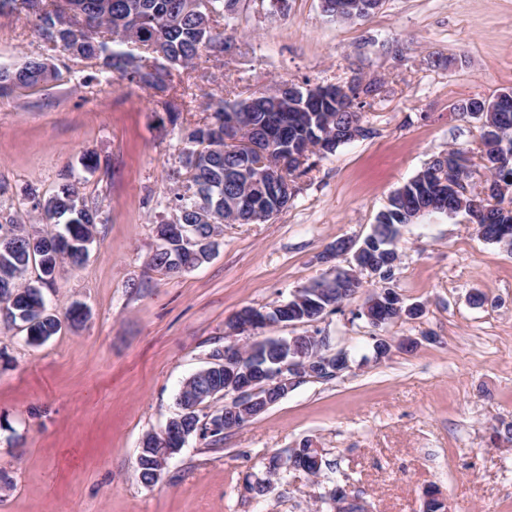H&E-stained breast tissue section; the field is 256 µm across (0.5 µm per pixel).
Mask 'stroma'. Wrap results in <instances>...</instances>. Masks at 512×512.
<instances>
[{"label":"stroma","instance_id":"1","mask_svg":"<svg viewBox=\"0 0 512 512\" xmlns=\"http://www.w3.org/2000/svg\"><path fill=\"white\" fill-rule=\"evenodd\" d=\"M229 53L181 70L171 91L117 79L93 62L53 53L57 80L0 96V216L25 214L65 174L101 210L83 266L61 265L43 294L61 327L39 346L21 324L0 322V512H314L340 486L366 512H425L438 490L446 512H512V250L477 236L470 218L426 214L402 225L388 280L363 275L353 299L318 320L250 333L320 330L351 367L305 378L221 450L190 438L160 480L136 472L143 437L177 413L184 381L225 343L243 307L269 309L334 268L340 239L363 241L391 193L433 156L470 151V184L485 175L480 129L455 103L512 87V0H383L369 18L333 20L320 0H239ZM44 47L31 16H0V66L20 67ZM378 77L362 110L364 136L314 161L287 209L262 224H227L213 255L169 274L150 258L155 226L185 170L184 133L205 103L273 84H347ZM195 93L170 124L174 91ZM95 153L100 168L83 166ZM419 307L375 327L357 315L381 285ZM482 293L473 306L470 297ZM83 324H72L71 307ZM391 346L375 359L376 339ZM311 442L330 467L320 481L289 471L265 496L272 456Z\"/></svg>","mask_w":512,"mask_h":512}]
</instances>
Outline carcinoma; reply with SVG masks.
Listing matches in <instances>:
<instances>
[{"label": "carcinoma", "instance_id": "cac0c4a2", "mask_svg": "<svg viewBox=\"0 0 512 512\" xmlns=\"http://www.w3.org/2000/svg\"><path fill=\"white\" fill-rule=\"evenodd\" d=\"M228 0H0V14L25 12L34 15L38 32L46 49L63 51L74 59L94 60L101 70L121 79L135 82L148 89L165 90L173 87V71L186 67L202 56H219L224 53V32L216 29L219 21L230 18ZM74 13V27L57 26L58 14ZM142 46L143 53L136 54L133 47ZM56 78L49 71V64L42 56L28 58L17 69H0V94L18 87L35 86ZM291 91L289 111L300 119L286 126H274L267 118L268 112L249 111L247 100L229 102L222 98L208 103L210 120L192 130L187 137L190 147L184 149L187 166L185 182L188 189L175 197V220L156 225L161 245L151 258V265L166 273L180 267H195L209 258L201 242L221 234L223 224H257L284 210L278 196L272 194L262 202L258 211L227 212L224 196L244 193L245 185L230 181L235 176L257 178L254 167L259 158L251 155L248 144L268 135L273 136L272 153L264 169L284 180L302 175L309 166L302 168L288 161L287 152L297 142H307L311 154L325 155L334 152V131L361 122V109L366 101L356 95L345 103L336 94L324 92L312 105L304 106L310 90L297 84ZM239 114L238 143H224V117ZM494 136L501 156L507 158L508 167L501 170L512 176V109L496 113ZM456 162L454 177L463 182L469 179L466 152L455 150V158L448 154L437 155L426 164L427 169L448 176V163ZM433 193L424 187L419 176H414L390 196L387 207L378 213L373 228V238L382 249L394 248L399 226L410 223L397 205V198L405 195L415 201L424 194ZM45 224L63 225V230L42 233L28 229L15 218L0 224V239L9 241V249L0 246V303L7 312V320L18 321L30 328L33 345H40L59 330V320L48 313L41 285L50 284L60 265L67 261L73 267L81 266L93 241V228L100 223L99 206L88 202L80 182L67 180L53 193L34 201ZM477 225L483 228V238L488 241L512 235V217L502 209L482 205ZM39 250L43 262L38 266L37 283L28 279L31 269L30 251ZM346 280L332 282L320 279L303 288L299 300L293 301L299 320H306L307 303L317 304V312L336 310L343 300L341 289ZM264 362L271 368L288 354L290 347L275 339L260 344ZM224 389L220 374L198 376L182 386L177 405L186 410L184 427L191 433L216 446L224 440V427L210 430L221 415L200 414L199 405ZM323 455L319 448L306 445L292 462L293 469L318 477L323 473ZM140 481L149 486L159 479L154 455L143 454L137 459Z\"/></svg>", "mask_w": 512, "mask_h": 512}]
</instances>
